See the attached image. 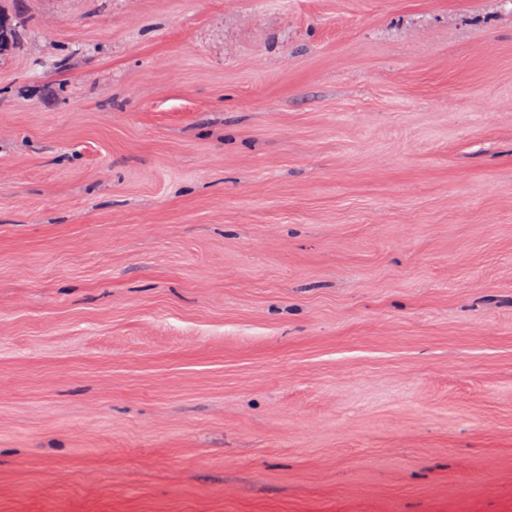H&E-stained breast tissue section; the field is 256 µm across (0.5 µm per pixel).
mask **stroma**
I'll list each match as a JSON object with an SVG mask.
<instances>
[{"label":"stroma","mask_w":512,"mask_h":512,"mask_svg":"<svg viewBox=\"0 0 512 512\" xmlns=\"http://www.w3.org/2000/svg\"><path fill=\"white\" fill-rule=\"evenodd\" d=\"M0 6V512H512V0Z\"/></svg>","instance_id":"35a3bbf8"}]
</instances>
